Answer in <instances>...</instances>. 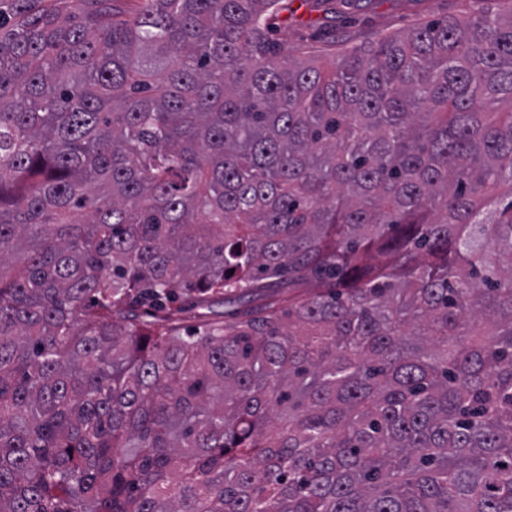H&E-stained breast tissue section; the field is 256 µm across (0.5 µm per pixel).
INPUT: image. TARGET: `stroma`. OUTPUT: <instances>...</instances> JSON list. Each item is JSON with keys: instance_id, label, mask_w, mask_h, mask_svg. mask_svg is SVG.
Instances as JSON below:
<instances>
[{"instance_id": "1", "label": "stroma", "mask_w": 512, "mask_h": 512, "mask_svg": "<svg viewBox=\"0 0 512 512\" xmlns=\"http://www.w3.org/2000/svg\"><path fill=\"white\" fill-rule=\"evenodd\" d=\"M292 7L287 28L277 36L304 61L363 49L418 24L499 12L511 8L512 0H293Z\"/></svg>"}]
</instances>
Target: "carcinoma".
<instances>
[{"label":"carcinoma","instance_id":"cac0c4a2","mask_svg":"<svg viewBox=\"0 0 512 512\" xmlns=\"http://www.w3.org/2000/svg\"><path fill=\"white\" fill-rule=\"evenodd\" d=\"M290 10L0 0V512H512V13ZM512 7V0H293L288 30L277 37L288 41L299 61L351 48H367L379 38L403 34L417 24L449 17L463 18Z\"/></svg>","mask_w":512,"mask_h":512}]
</instances>
